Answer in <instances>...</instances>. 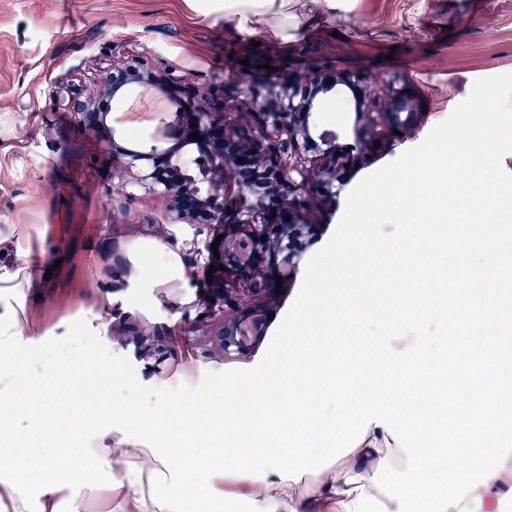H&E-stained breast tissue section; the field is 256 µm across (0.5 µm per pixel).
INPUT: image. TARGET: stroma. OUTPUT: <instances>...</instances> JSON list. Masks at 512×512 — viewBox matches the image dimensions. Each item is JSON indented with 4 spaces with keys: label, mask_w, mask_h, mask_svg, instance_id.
<instances>
[{
    "label": "stroma",
    "mask_w": 512,
    "mask_h": 512,
    "mask_svg": "<svg viewBox=\"0 0 512 512\" xmlns=\"http://www.w3.org/2000/svg\"><path fill=\"white\" fill-rule=\"evenodd\" d=\"M289 37L251 38L224 19V0H0V268L24 258L51 269L26 304L41 335L64 337L86 319L107 348L127 357L147 386L197 385L209 372L248 370L264 357L293 304L309 259L328 242L355 185L420 144L465 100L475 80L512 72V0H292L284 20ZM155 49L199 88L220 90L240 61L270 64L281 76L318 72L325 79L357 75L363 85L401 79L414 115L401 134L362 152L353 133L354 95L343 85L322 96L313 116L338 129L337 153H311L313 169L336 170L334 194L309 206L312 235L302 237L293 266L278 253L257 256L253 273L269 283L254 293L232 258L224 275L230 302L207 303V260L216 239L246 240V226L168 223L162 206L116 191L115 163L103 139L78 125L61 99L89 93L95 70L112 60ZM181 95L136 88L112 103L109 122L128 146L159 144ZM140 238L175 250L182 262L201 257L190 287L142 285L146 263L131 254ZM264 334L247 355L208 356L207 325L222 309Z\"/></svg>",
    "instance_id": "stroma-1"
}]
</instances>
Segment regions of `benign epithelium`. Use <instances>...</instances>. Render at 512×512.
<instances>
[{"instance_id": "7a95c632", "label": "benign epithelium", "mask_w": 512, "mask_h": 512, "mask_svg": "<svg viewBox=\"0 0 512 512\" xmlns=\"http://www.w3.org/2000/svg\"><path fill=\"white\" fill-rule=\"evenodd\" d=\"M95 81L94 94L73 93L63 103L77 123L106 134L112 160L119 168V189L127 198L159 199L171 224H222L229 213L236 223L249 227L248 240L242 244L249 254L273 247L284 253V262H290L295 240L314 229L306 220L299 194L317 187L329 193L335 181L331 170L313 179L307 155L318 144L334 149L337 133L318 131L312 117L320 96L335 89L337 83L321 77L284 83L276 75L235 70L230 87L248 99L251 111L259 116L257 130L266 142V148L259 150L239 126L217 120L211 104L191 80L165 65L150 48L129 60L112 61ZM135 86L178 89L191 101L189 119L183 133L173 136V145L139 151L115 141L113 129L107 125V104ZM354 111L360 124L359 144L365 148L378 140L380 132L406 125L402 114L412 115L410 99L395 80L386 81L378 93L356 99ZM193 123L194 129L190 128ZM195 130L202 141L190 139ZM190 145L196 146L200 161L191 172L179 160V151ZM239 157L243 161H237ZM227 170L234 176L230 189L224 188ZM260 335L259 319L250 324L222 322L209 332L211 352L221 359L242 355Z\"/></svg>"}]
</instances>
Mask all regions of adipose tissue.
I'll list each match as a JSON object with an SVG mask.
<instances>
[{
  "instance_id": "adipose-tissue-1",
  "label": "adipose tissue",
  "mask_w": 512,
  "mask_h": 512,
  "mask_svg": "<svg viewBox=\"0 0 512 512\" xmlns=\"http://www.w3.org/2000/svg\"><path fill=\"white\" fill-rule=\"evenodd\" d=\"M287 4L288 0H224V16L249 35L279 38L284 36V28L259 26L257 18ZM133 251L138 259H152L160 272L159 277L146 279L147 287L184 279L185 270L174 250L143 241ZM92 448L109 461L112 472L120 474L122 485L116 490L82 489L81 500L101 504L102 512H160L150 499V473L161 469L162 464L149 448L122 441L115 430L93 439ZM383 458L396 469L406 467L407 457L397 442L383 427L372 426L360 445L319 475L306 474L295 483L272 472L266 480L240 479L236 485L259 506L276 505V512H398V501L378 491L371 481ZM507 497H512V455L496 477L447 512H500V504Z\"/></svg>"
}]
</instances>
